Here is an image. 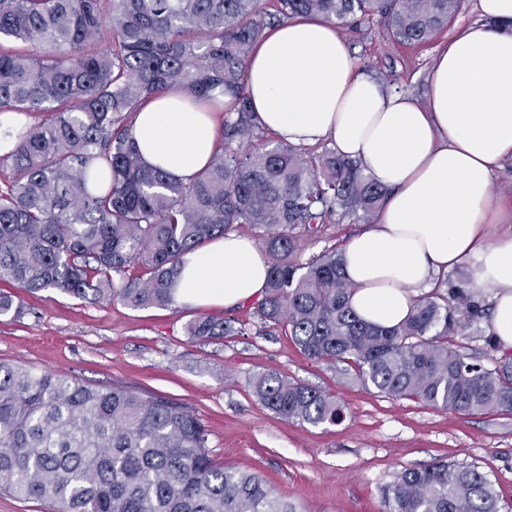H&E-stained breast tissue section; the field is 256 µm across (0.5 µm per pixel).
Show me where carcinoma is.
Segmentation results:
<instances>
[{
	"label": "carcinoma",
	"instance_id": "1",
	"mask_svg": "<svg viewBox=\"0 0 512 512\" xmlns=\"http://www.w3.org/2000/svg\"><path fill=\"white\" fill-rule=\"evenodd\" d=\"M467 0H0V113H48L0 154V281L82 301L167 308L182 256L237 224L270 256L255 314L318 363H344L366 387L459 414L512 412V355L465 354L487 307L443 278L394 327L349 306L341 250L297 260L302 230L370 218L387 191L363 164L265 135L245 64L271 23L320 17L350 32L376 22L389 42L432 40ZM224 108L221 139L190 182L140 157L135 112L170 87ZM229 101H224V98ZM0 291V316L20 318ZM231 322L200 316L199 340ZM257 400L284 420L341 418L336 399L277 373ZM0 489L56 512H297L257 471L218 463L186 405L123 385H89L0 361ZM382 512H500L475 466L437 460L381 486Z\"/></svg>",
	"mask_w": 512,
	"mask_h": 512
}]
</instances>
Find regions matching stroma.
Here are the masks:
<instances>
[{
    "instance_id": "stroma-1",
    "label": "stroma",
    "mask_w": 512,
    "mask_h": 512,
    "mask_svg": "<svg viewBox=\"0 0 512 512\" xmlns=\"http://www.w3.org/2000/svg\"><path fill=\"white\" fill-rule=\"evenodd\" d=\"M479 18L470 8L419 46L388 42L374 26L344 39L359 69L382 81L398 74L421 101L438 48ZM361 226L348 219L303 236L298 260L344 246ZM15 295L27 313L0 316V361L184 403L207 426L217 461L261 472L305 512H381V485L406 467L441 458L477 466L495 485L502 512H512V413L460 415L384 397L344 364L307 359L289 336L255 316L254 300L230 308L135 309L54 290ZM205 314L231 320L233 332L191 339L185 324ZM266 369L334 396L341 420L311 426L277 417L249 384Z\"/></svg>"
}]
</instances>
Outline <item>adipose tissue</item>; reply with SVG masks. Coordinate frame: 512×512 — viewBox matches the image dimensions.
<instances>
[{
  "instance_id": "ef3b65f1",
  "label": "adipose tissue",
  "mask_w": 512,
  "mask_h": 512,
  "mask_svg": "<svg viewBox=\"0 0 512 512\" xmlns=\"http://www.w3.org/2000/svg\"><path fill=\"white\" fill-rule=\"evenodd\" d=\"M481 22L437 52L427 105L358 71L335 25L297 19L269 31L246 62L247 93L261 126L298 146L327 141L362 161L387 196L372 224L342 248L350 303L391 327L437 278L468 266L489 306V336L512 350V234L489 245L507 216L491 186L512 159V0H478ZM218 123L186 91L153 96L136 113L142 159L189 182L216 145ZM268 260L233 233L181 263L174 297L192 307L262 294Z\"/></svg>"
}]
</instances>
